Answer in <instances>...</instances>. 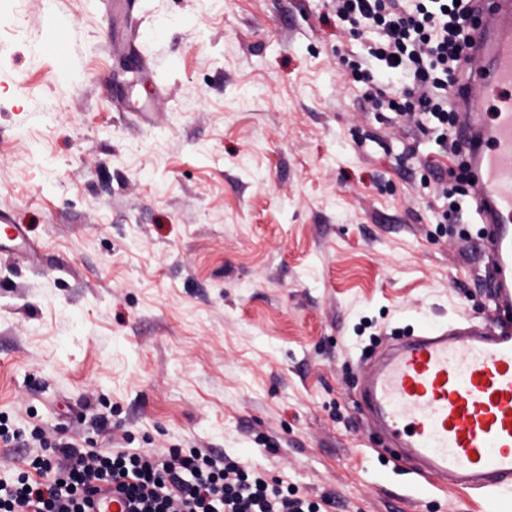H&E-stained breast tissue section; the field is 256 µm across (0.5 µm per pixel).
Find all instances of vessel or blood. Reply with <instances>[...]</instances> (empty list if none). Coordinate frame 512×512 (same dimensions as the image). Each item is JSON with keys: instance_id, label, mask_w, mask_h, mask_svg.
I'll list each match as a JSON object with an SVG mask.
<instances>
[{"instance_id": "obj_1", "label": "vessel or blood", "mask_w": 512, "mask_h": 512, "mask_svg": "<svg viewBox=\"0 0 512 512\" xmlns=\"http://www.w3.org/2000/svg\"><path fill=\"white\" fill-rule=\"evenodd\" d=\"M470 44L488 54L487 111L459 125L472 201L490 255L497 316L488 325L424 328L390 346L356 403L396 460L433 485L512 491V0L480 9Z\"/></svg>"}]
</instances>
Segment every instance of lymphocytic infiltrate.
<instances>
[{"label":"lymphocytic infiltrate","instance_id":"f902f5d3","mask_svg":"<svg viewBox=\"0 0 512 512\" xmlns=\"http://www.w3.org/2000/svg\"><path fill=\"white\" fill-rule=\"evenodd\" d=\"M333 6L341 19L375 28L379 38L369 46V58L412 83L399 94L369 86L371 106L409 115L418 134L435 136L442 157L460 156L454 88L466 26L475 17L469 0H333ZM431 174L441 185L443 217L461 222L471 194L469 169L453 176L436 163ZM107 487L133 502V512H331L336 506L331 495L307 501L242 462L197 449L176 448L164 456L141 450L94 453L61 440L52 453L26 459L14 483L0 485V512H87L92 496Z\"/></svg>","mask_w":512,"mask_h":512}]
</instances>
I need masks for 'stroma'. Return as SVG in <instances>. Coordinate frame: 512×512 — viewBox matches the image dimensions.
I'll return each instance as SVG.
<instances>
[{
  "label": "stroma",
  "mask_w": 512,
  "mask_h": 512,
  "mask_svg": "<svg viewBox=\"0 0 512 512\" xmlns=\"http://www.w3.org/2000/svg\"><path fill=\"white\" fill-rule=\"evenodd\" d=\"M0 0V416L43 446L199 448L335 512H499L389 459L366 359L493 321L434 137L384 119L331 0ZM459 168L461 173L457 174L453 169L444 168L439 162H436L431 169L434 180L441 184V195L445 200L440 215L443 224L448 223V217H452L454 224H461L464 201L467 197H471V190L463 186L464 184L468 187L472 185L469 168L465 161H462ZM448 174L454 177V183L448 184Z\"/></svg>",
  "instance_id": "obj_1"
}]
</instances>
